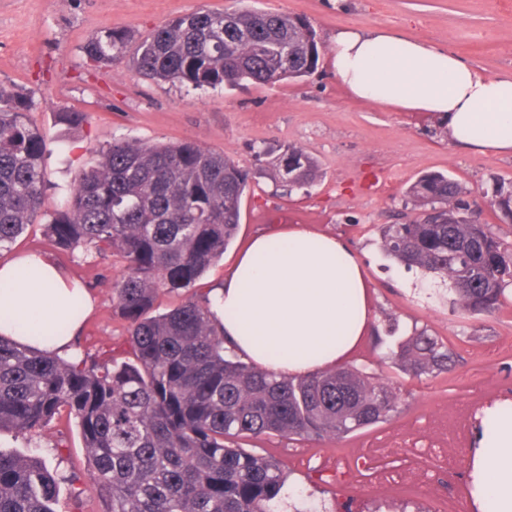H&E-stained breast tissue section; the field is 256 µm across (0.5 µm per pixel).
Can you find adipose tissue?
<instances>
[{"label":"adipose tissue","mask_w":512,"mask_h":512,"mask_svg":"<svg viewBox=\"0 0 512 512\" xmlns=\"http://www.w3.org/2000/svg\"><path fill=\"white\" fill-rule=\"evenodd\" d=\"M336 78L353 97L434 115L452 143L512 155V71L495 77L445 48L384 28L334 38ZM79 283L44 253L0 263V314L53 325L68 314ZM86 311L91 295L82 294ZM211 310L227 347L285 376L337 369L373 322L372 296L355 253L336 237L290 229L255 235L223 282ZM475 505L512 512V413L481 437L471 462Z\"/></svg>","instance_id":"1"}]
</instances>
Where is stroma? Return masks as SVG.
Segmentation results:
<instances>
[{
	"label": "stroma",
	"mask_w": 512,
	"mask_h": 512,
	"mask_svg": "<svg viewBox=\"0 0 512 512\" xmlns=\"http://www.w3.org/2000/svg\"><path fill=\"white\" fill-rule=\"evenodd\" d=\"M269 12L306 19L317 34L316 69L298 81L193 89L139 75L121 56L109 65L88 61L85 48L104 31L123 27L145 35L184 14L227 11L238 0H0V82L34 95L31 121L45 136L49 184L45 211L54 213L75 175L113 139L148 144L191 141L224 152L250 173L241 221L223 259L203 276L222 281L256 234L284 226L342 239L357 255L374 302V334L366 336L351 363L381 378L399 394L387 422L341 439L257 441V452L274 457L288 474L287 492L305 512H332L338 497L379 502L381 474H400L408 457L428 447L446 421L479 407L491 391L512 406V297L496 312L471 316L452 309L440 278L388 260L378 246L381 224L404 220L403 193L419 176L452 175L468 199H482L493 178L512 179V156L463 152L424 112H402L350 96L336 80L332 36L339 29L382 26L410 39L444 47L494 77L512 71V0H251ZM81 112L74 125L65 113ZM302 147L315 157L320 179L309 192L289 190L266 147ZM13 253L50 255L86 288L96 309L77 338L91 359L130 361L126 323L112 307L114 272L76 249L54 247L41 230L30 231ZM404 334L424 329L443 339L453 355L450 371L414 378L382 363L376 340L388 320ZM394 439L378 468L359 473L362 450ZM65 448H57L58 440ZM0 451L37 452L57 476L84 469L85 452L75 425L56 422L29 445L20 434L0 432Z\"/></svg>",
	"instance_id": "1"
}]
</instances>
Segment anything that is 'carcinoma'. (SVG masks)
<instances>
[{
	"mask_svg": "<svg viewBox=\"0 0 512 512\" xmlns=\"http://www.w3.org/2000/svg\"><path fill=\"white\" fill-rule=\"evenodd\" d=\"M240 2L231 12L181 15L140 39L111 28L86 56L107 64L133 43L130 62L139 74L195 88L275 84L317 67L316 32L306 20ZM283 47L290 66L277 71L272 63ZM33 106L22 89L0 83V252L11 251L43 215L45 139L29 117ZM293 164L311 184L320 177L317 160L301 147L273 161L281 175ZM247 185L238 163L190 141L114 140L75 178L44 232L62 251L82 248L111 260L118 270L113 308L127 322L134 360L70 361L0 336V431L27 434L62 415L74 420L90 479H60L36 456L0 453V512H54L62 482L76 505L90 491L106 512H277L287 474L245 445L270 435L338 440L397 411L396 392L364 369L286 377L224 346L198 281L233 240ZM464 194L447 174L420 176L406 190L414 217L380 225L379 248L447 281L452 306L490 314L512 284V243L488 224L470 223ZM491 200L496 215L512 221V181H494ZM165 292L182 300L159 312ZM83 312L77 297L56 324L31 318L18 328L47 344ZM386 359L420 377L448 370L452 355L419 331Z\"/></svg>",
	"mask_w": 512,
	"mask_h": 512,
	"instance_id": "1",
	"label": "carcinoma"
}]
</instances>
